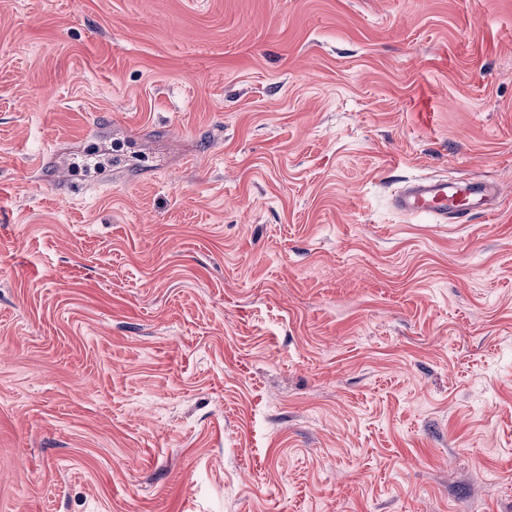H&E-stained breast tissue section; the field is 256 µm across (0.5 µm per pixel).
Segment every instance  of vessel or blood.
Here are the masks:
<instances>
[{"label": "vessel or blood", "instance_id": "b4317fda", "mask_svg": "<svg viewBox=\"0 0 512 512\" xmlns=\"http://www.w3.org/2000/svg\"><path fill=\"white\" fill-rule=\"evenodd\" d=\"M498 197L499 188L492 182L422 177L398 191L394 205L403 212L429 215L439 224H463L472 211H495Z\"/></svg>", "mask_w": 512, "mask_h": 512}]
</instances>
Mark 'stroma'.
<instances>
[{
    "label": "stroma",
    "mask_w": 512,
    "mask_h": 512,
    "mask_svg": "<svg viewBox=\"0 0 512 512\" xmlns=\"http://www.w3.org/2000/svg\"><path fill=\"white\" fill-rule=\"evenodd\" d=\"M0 512H512V0H0ZM498 197L499 188L492 182L422 177L398 191L394 205L403 212L429 215L439 224H465L474 210L495 211Z\"/></svg>",
    "instance_id": "obj_1"
}]
</instances>
